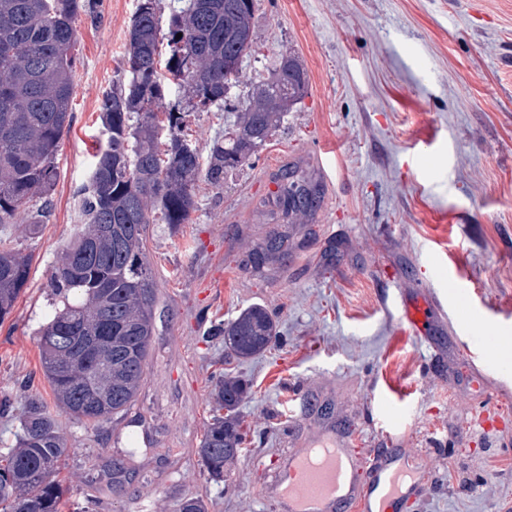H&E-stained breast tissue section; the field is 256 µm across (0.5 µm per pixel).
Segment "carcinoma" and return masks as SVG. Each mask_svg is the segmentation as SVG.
I'll list each match as a JSON object with an SVG mask.
<instances>
[{
  "instance_id": "cac0c4a2",
  "label": "carcinoma",
  "mask_w": 512,
  "mask_h": 512,
  "mask_svg": "<svg viewBox=\"0 0 512 512\" xmlns=\"http://www.w3.org/2000/svg\"><path fill=\"white\" fill-rule=\"evenodd\" d=\"M257 0H170L168 53L161 60L158 0H138L122 65L99 105L105 144L94 154L89 180L77 189L79 234L51 267L48 287L61 296L41 328L43 374L58 406L70 418L99 426L127 413L143 383L151 355L157 285L145 253L149 225L162 220L171 232L197 209L193 183L199 173L216 188L262 146L308 92L304 65L281 56L273 76L249 88L235 129L214 139L202 154L180 133L182 113H167V138L159 141L155 109L166 97L158 72L165 63L187 107L208 112L224 103L255 53ZM101 22L97 0H0V225L26 215L29 232L53 215L56 155L73 122L79 63L77 24ZM181 38H176V35ZM184 49H178V45ZM284 172L279 197L302 195L307 179ZM31 257L0 247V322L12 311L30 273ZM75 337L103 359V371L55 353L58 337ZM207 336L243 361L278 341L275 320L262 305L212 326ZM249 385L227 374L219 379L216 408L198 454L209 478L224 480V464L245 438L240 406ZM69 454L58 420L30 396L20 420L18 445L0 460V512H62L71 507L59 478ZM178 512H208L192 494Z\"/></svg>"
}]
</instances>
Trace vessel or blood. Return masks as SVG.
I'll use <instances>...</instances> for the list:
<instances>
[{
	"label": "vessel or blood",
	"instance_id": "1",
	"mask_svg": "<svg viewBox=\"0 0 512 512\" xmlns=\"http://www.w3.org/2000/svg\"><path fill=\"white\" fill-rule=\"evenodd\" d=\"M411 333L425 339L429 314L442 310L438 296L424 303H404ZM418 480L408 458L381 457L360 472L348 443L328 436L316 444L282 457L272 481V498L278 512H385L386 500H401L413 493Z\"/></svg>",
	"mask_w": 512,
	"mask_h": 512
}]
</instances>
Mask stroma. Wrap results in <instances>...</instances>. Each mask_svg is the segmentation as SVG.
<instances>
[{
    "mask_svg": "<svg viewBox=\"0 0 512 512\" xmlns=\"http://www.w3.org/2000/svg\"><path fill=\"white\" fill-rule=\"evenodd\" d=\"M137 0H102L103 21L77 25L81 59L71 131L57 154L55 210L29 234L0 238L31 255L28 282L0 324V454L15 447L23 380L56 403L39 330L58 297L51 266L81 226L98 105L126 50ZM258 51L230 100L268 77L282 54L309 90L288 121L177 233L153 224L146 249L158 284L153 348L139 396L95 428L59 414L71 446L65 476L88 512H176L199 493L209 512H274V461L327 431L361 468L407 454L420 495L392 512H512V0H258ZM234 116L194 112L201 149ZM288 163L321 186L309 221L288 227L287 266L258 276L242 261L269 228L261 204ZM439 293L445 314L413 336L404 301ZM260 304L279 343L228 360L208 328ZM247 380L246 442L209 479L197 453L219 373Z\"/></svg>",
    "mask_w": 512,
    "mask_h": 512,
    "instance_id": "obj_1",
    "label": "stroma"
}]
</instances>
